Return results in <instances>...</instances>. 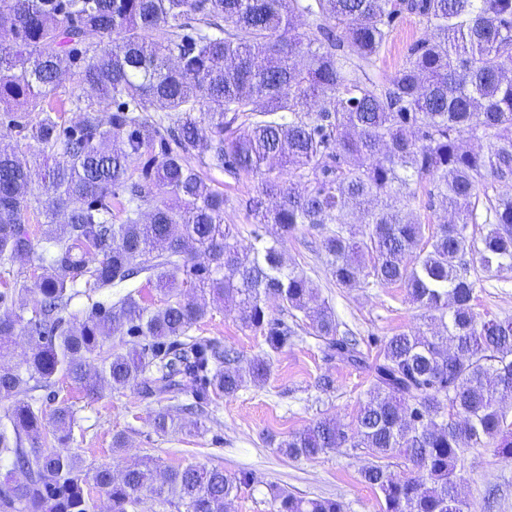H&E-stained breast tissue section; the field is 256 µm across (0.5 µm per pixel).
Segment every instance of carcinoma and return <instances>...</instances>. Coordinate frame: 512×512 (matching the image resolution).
Instances as JSON below:
<instances>
[{
    "instance_id": "obj_1",
    "label": "carcinoma",
    "mask_w": 512,
    "mask_h": 512,
    "mask_svg": "<svg viewBox=\"0 0 512 512\" xmlns=\"http://www.w3.org/2000/svg\"><path fill=\"white\" fill-rule=\"evenodd\" d=\"M297 15L311 19L308 31H294ZM406 17L424 34L388 78L379 62ZM0 30L9 35L0 47V113L13 123L19 112L37 113L20 141L0 143L1 265L34 250L25 226L38 201L27 166L34 146L51 198L42 300L28 317L0 314V357L17 325L32 338L24 369L0 367V401H11L0 423V458L11 461L0 512H94V491L112 512H143L149 500L227 512L253 482L247 470L193 463L159 482L151 456L117 479L70 450L77 408L69 398L44 426L29 396L37 388L69 380L92 398L132 386L159 403L189 395L203 404L260 385L272 354L296 336L269 314L271 300L302 312L331 357L366 363L331 307L310 306V279L286 267L276 245L257 233L251 247L239 246L224 192L203 173L211 167L260 177L245 209L279 237L322 227L337 286L397 285L427 313V331L379 344L352 428L323 417L279 452L309 459L366 448L374 462L362 478L382 496L381 512H468L459 492L464 449L492 447L512 459L504 410L512 320L474 311L467 268L472 256L491 277L512 271V194H488L512 185V0H0ZM92 34L115 41L93 48ZM64 71L97 101L62 97ZM67 108L80 113L68 127L60 122ZM466 137L484 146L467 148ZM420 188L453 221L428 233L393 204ZM470 224L483 225L480 235L467 232ZM197 252L208 264L195 261ZM141 274L164 293L163 305L128 294L109 309L93 304L75 327L64 317L77 283L91 294ZM207 295L237 307L268 351L238 367L220 345L191 338ZM119 327L130 346L104 348ZM153 423L163 434L183 428L165 407ZM394 457L407 475L391 473ZM271 505L344 512L334 498L286 489L273 490Z\"/></svg>"
}]
</instances>
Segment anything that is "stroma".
<instances>
[{
	"mask_svg": "<svg viewBox=\"0 0 512 512\" xmlns=\"http://www.w3.org/2000/svg\"><path fill=\"white\" fill-rule=\"evenodd\" d=\"M208 177L227 199L225 217L238 225L241 246H250L258 233L266 241H278L275 226L255 230L242 206L254 194L256 178L236 179L220 170L209 171ZM278 243L286 264L304 270L313 282L317 301L328 302L337 321L354 332L365 353L375 354L385 337L422 328L421 312L406 300L403 288L336 286L314 231L301 228ZM469 270L471 278L483 281L475 293V312L484 318H512V272L488 278L475 260L470 261ZM131 288L141 291L149 303L157 305L163 299L160 289L141 277L130 287L103 289L91 298L77 293L68 313L81 316L93 299L111 306ZM270 312L297 323L298 339L275 355L264 386L250 385L234 395L212 399L204 408L199 432L156 433L151 417L158 405L142 398L138 389L114 392L106 388L88 400L78 389L63 384V392L79 409L80 427L74 432L72 450L86 463L108 466L116 473L147 455L158 459L165 470L194 463L228 474L251 471L253 483L238 492L229 512H271V490L276 486L300 497L338 499L345 512H380L378 494L361 477L372 461L367 449L336 448L314 459L290 458L279 452V442L321 417L352 425L370 372L326 357L323 338L315 336L302 313H291L276 302L271 303ZM191 334L234 349L245 361L265 347L263 336L242 328L236 310L216 300L209 301L206 317L193 326ZM323 377L333 383L329 390L318 385ZM118 434L124 435L125 446L116 452L112 438ZM462 491L470 512H512V460L490 448L467 449Z\"/></svg>",
	"mask_w": 512,
	"mask_h": 512,
	"instance_id": "1",
	"label": "stroma"
}]
</instances>
